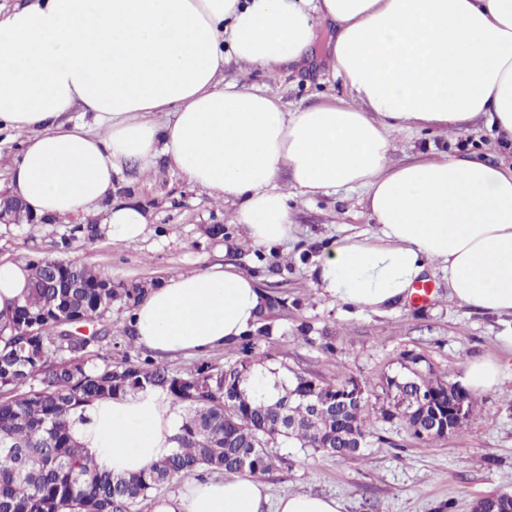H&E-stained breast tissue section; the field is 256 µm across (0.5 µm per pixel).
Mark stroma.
<instances>
[{"label": "stroma", "mask_w": 512, "mask_h": 512, "mask_svg": "<svg viewBox=\"0 0 512 512\" xmlns=\"http://www.w3.org/2000/svg\"><path fill=\"white\" fill-rule=\"evenodd\" d=\"M330 34L329 28L318 26L307 67L291 73L258 69L247 76L243 65L232 60L224 65V80L242 79L250 86L270 88L291 110L347 99L343 77L329 65ZM438 154L491 164L512 159V152L504 150L494 132L479 121L454 135L401 133L389 160L401 164ZM113 198L143 206L148 214L146 236L134 244L104 236L92 242L77 240L68 259L91 266L118 288L135 283L153 286L169 275L218 263L257 275L269 298L280 302L268 312L273 332L259 341L257 364L324 382L358 380L372 411L392 404L395 392L386 380L404 375L408 352L422 355L420 367L428 377L450 384L473 359L508 357L499 341L505 330L503 318L451 300L448 277L440 270L426 275L431 290L427 303L411 299L381 314L320 296L311 276L320 249L347 236L369 237L377 231L363 191L292 197L288 205L294 235L274 249L243 240L240 225L232 221L233 204L214 201L161 162L146 173L139 164H129ZM212 224L223 225V237L207 234ZM71 227L68 220L0 224V259L26 262L56 256L57 243ZM128 316L125 306L114 304L106 315L112 335L98 345L116 362L148 355L123 334ZM327 343L334 354L324 351ZM476 400L461 432L433 444L414 442L399 424L376 422L372 428L377 438L362 453L337 458L291 448L288 465L275 467L263 480L272 496H331L341 502L342 512H443L446 504L450 512H470L482 496L512 493V366L495 388L477 394Z\"/></svg>", "instance_id": "1"}]
</instances>
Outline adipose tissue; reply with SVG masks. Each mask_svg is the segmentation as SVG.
<instances>
[{
    "label": "adipose tissue",
    "instance_id": "adipose-tissue-1",
    "mask_svg": "<svg viewBox=\"0 0 512 512\" xmlns=\"http://www.w3.org/2000/svg\"><path fill=\"white\" fill-rule=\"evenodd\" d=\"M335 33L331 67L350 100L286 109L275 93L221 83L226 54L252 69L300 68L316 24ZM512 148V0H16L0 9V131L21 134L7 188L31 212L85 218L126 163L157 157L214 199L255 244L293 231L291 194L362 189L373 238L324 247V298L374 313L404 302L433 267L452 297L512 317V166L448 155L391 166L396 134L455 133L477 120ZM287 182H280V173ZM111 202V200H110ZM111 202L101 233L147 231ZM25 263L0 261V313L27 293ZM267 297L233 266L174 274L132 312L138 345L205 353L255 326ZM182 423L159 391L94 401L73 438L100 469L140 471L168 456ZM153 512H341L331 497L270 499L253 477L185 482Z\"/></svg>",
    "mask_w": 512,
    "mask_h": 512
}]
</instances>
